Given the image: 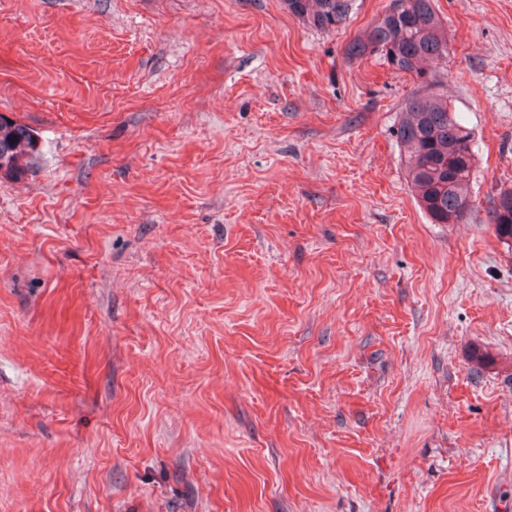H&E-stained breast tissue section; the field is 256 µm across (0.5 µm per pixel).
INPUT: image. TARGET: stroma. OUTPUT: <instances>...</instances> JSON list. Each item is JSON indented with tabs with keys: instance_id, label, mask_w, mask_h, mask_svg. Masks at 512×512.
Returning a JSON list of instances; mask_svg holds the SVG:
<instances>
[{
	"instance_id": "35a3bbf8",
	"label": "stroma",
	"mask_w": 512,
	"mask_h": 512,
	"mask_svg": "<svg viewBox=\"0 0 512 512\" xmlns=\"http://www.w3.org/2000/svg\"><path fill=\"white\" fill-rule=\"evenodd\" d=\"M283 0H0V512L512 505V0H435L477 146L435 224L410 75ZM40 155L38 138L25 124L0 115V175L18 180L29 173ZM506 194L512 197V188L501 190L496 198L492 200L490 221L491 224H494V231L496 236L499 239L508 242L512 240V205H510V200H505L504 203L510 205V207L505 208L502 212L499 210L501 204L499 203V207L497 205L498 197L504 196Z\"/></svg>"
}]
</instances>
